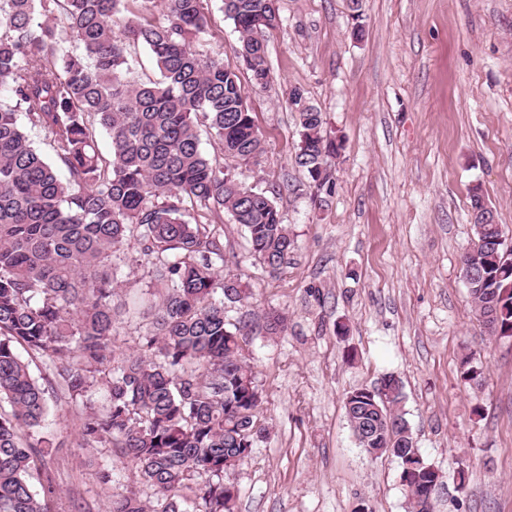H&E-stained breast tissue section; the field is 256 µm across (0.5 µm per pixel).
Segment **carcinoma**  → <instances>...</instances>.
Masks as SVG:
<instances>
[{
  "instance_id": "carcinoma-1",
  "label": "carcinoma",
  "mask_w": 512,
  "mask_h": 512,
  "mask_svg": "<svg viewBox=\"0 0 512 512\" xmlns=\"http://www.w3.org/2000/svg\"><path fill=\"white\" fill-rule=\"evenodd\" d=\"M140 0H0V512H51L56 487L41 473L49 390L72 403L96 384L107 405L84 412L88 446L116 449L153 489L112 494L111 512H234L232 475L247 464L263 390L245 355L244 321L225 303L249 292L222 279L229 213L263 267L283 268L294 239L265 192L224 178L200 148L205 123L228 156L262 152L240 77L193 49L208 25L203 0H165L159 18ZM271 0H224L252 80L268 76ZM148 50L159 78H133L130 50ZM297 164L331 195L323 116L297 94ZM50 139L52 157L30 131ZM110 138L109 155L96 132ZM461 258L482 325L500 305L492 335L512 336V246L494 210ZM137 245L159 299L136 350L115 345L121 304L112 253ZM266 330L288 328L266 314ZM52 370L44 384L19 350ZM403 393L389 375L379 389L348 392L343 405L359 446L399 448L409 430ZM409 512H433L438 470L412 451L396 457ZM40 489H35L33 482Z\"/></svg>"
}]
</instances>
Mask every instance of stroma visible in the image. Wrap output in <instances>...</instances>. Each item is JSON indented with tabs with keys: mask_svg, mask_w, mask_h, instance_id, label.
Here are the masks:
<instances>
[{
	"mask_svg": "<svg viewBox=\"0 0 512 512\" xmlns=\"http://www.w3.org/2000/svg\"><path fill=\"white\" fill-rule=\"evenodd\" d=\"M194 48L238 72L263 138L256 162L225 155L208 129L209 159L275 202L295 247L272 273L225 218L227 277L252 293L248 358L264 395L267 430L233 475L236 512H406L396 460L368 456L345 394L397 377L417 448L439 472L434 512H512V337L478 321L460 272L474 242L470 192L480 187L512 244V0H276L266 35L267 86L252 85L222 0ZM362 26L361 39L351 31ZM301 90L338 144L326 204L297 166ZM136 247L112 256L126 310L118 342L136 348L156 300ZM288 316L279 336L265 312ZM477 380L464 381L463 363ZM46 457L54 512H110L113 491L153 493L113 449L83 444V408L49 396ZM111 469L112 489L98 481ZM465 470L467 486L457 488Z\"/></svg>",
	"mask_w": 512,
	"mask_h": 512,
	"instance_id": "1",
	"label": "stroma"
}]
</instances>
